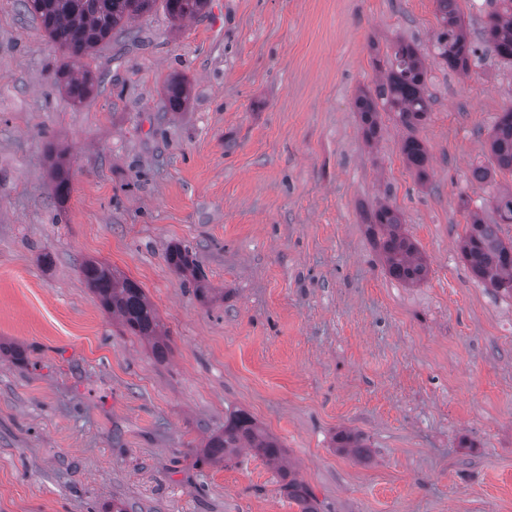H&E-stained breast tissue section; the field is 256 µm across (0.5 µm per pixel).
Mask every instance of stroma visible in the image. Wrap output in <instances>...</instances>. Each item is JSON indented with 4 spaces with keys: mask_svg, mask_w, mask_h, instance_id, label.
Wrapping results in <instances>:
<instances>
[{
    "mask_svg": "<svg viewBox=\"0 0 512 512\" xmlns=\"http://www.w3.org/2000/svg\"><path fill=\"white\" fill-rule=\"evenodd\" d=\"M0 0V512H299L241 451L199 466L230 412L277 437L320 512H512V295L471 274L468 209L487 223L512 174L486 181L512 64L480 47L468 74L435 53V0H210L173 25L131 20L87 64L72 104L64 52ZM426 55L417 130L382 114L367 145L353 99L379 78L368 43ZM189 83L171 110L166 83ZM66 151L59 201L47 159ZM389 202L426 282L387 275L364 215ZM187 248L223 299L170 267ZM89 258L136 281L170 332L157 361L81 278ZM343 429L366 459L338 453ZM400 150L407 166L415 171L420 180H425L428 176L429 156L422 141L409 134L402 139Z\"/></svg>",
    "mask_w": 512,
    "mask_h": 512,
    "instance_id": "obj_1",
    "label": "stroma"
}]
</instances>
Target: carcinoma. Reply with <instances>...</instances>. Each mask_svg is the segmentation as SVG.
Returning a JSON list of instances; mask_svg holds the SVG:
<instances>
[{
    "label": "carcinoma",
    "instance_id": "carcinoma-1",
    "mask_svg": "<svg viewBox=\"0 0 512 512\" xmlns=\"http://www.w3.org/2000/svg\"><path fill=\"white\" fill-rule=\"evenodd\" d=\"M164 4L175 22L203 16L209 0H20L21 9L40 21L47 38L60 47L69 62L56 73V81L74 104L86 100L96 86V78L81 66L102 43L119 31L126 35L125 25L134 17L149 13L157 2ZM461 0H436L439 32L435 49L454 71L466 73L477 57L464 24ZM493 9L480 33V39L506 62H512V0H490ZM381 77L372 88L358 89L354 106L359 112L367 143L378 137L380 114H392L396 124L411 131L401 141V154L407 166L421 180L427 178L429 156L420 139L412 135L426 122L431 112L428 71L419 48L411 41L397 38L390 53L376 61ZM169 107L181 109L189 100L188 86L177 79L166 86ZM490 152L500 170L512 173V106L503 109L490 135ZM53 191L60 200L72 190L66 162L59 158L51 165ZM495 223L488 224L479 212H473L466 224L461 252L472 274L486 286L512 294V241L500 236V225L512 224V189L498 192L493 198ZM403 213L388 203L379 204L368 217L367 232L379 250L386 272L406 285L426 280L429 266L417 245L403 230ZM168 262L180 274H195L189 251L175 248ZM86 285L97 297L104 311L118 320L129 332L152 345L154 357L162 362L168 352L169 333L164 329L155 308L143 288L118 270L96 261L81 265ZM341 453L361 455L365 445L361 436L342 430L335 437ZM247 449L273 468L283 482L288 498L300 506V512H318L316 498L310 488L291 472L284 458L283 446L266 433L245 411L236 410L224 421V430L209 437L199 462L211 464L231 459Z\"/></svg>",
    "mask_w": 512,
    "mask_h": 512
}]
</instances>
